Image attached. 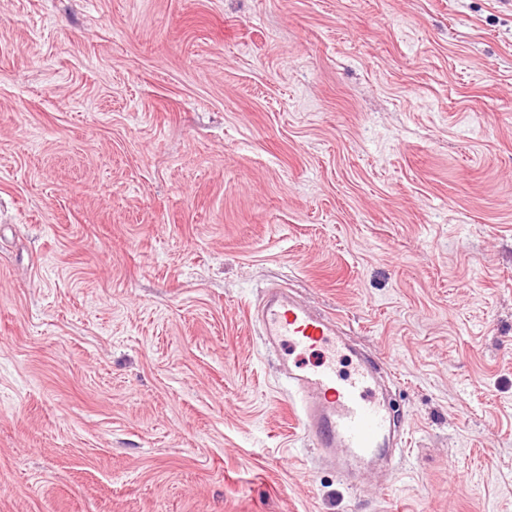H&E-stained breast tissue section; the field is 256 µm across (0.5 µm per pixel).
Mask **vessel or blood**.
Returning a JSON list of instances; mask_svg holds the SVG:
<instances>
[{"mask_svg": "<svg viewBox=\"0 0 512 512\" xmlns=\"http://www.w3.org/2000/svg\"><path fill=\"white\" fill-rule=\"evenodd\" d=\"M269 352L283 357L282 373L298 399L296 420L314 447L344 449L347 459L368 462L388 447L391 412L377 388L375 371L359 361L347 374L336 368L346 348L339 321L269 288L249 313ZM314 353L309 365L288 362L292 353Z\"/></svg>", "mask_w": 512, "mask_h": 512, "instance_id": "1", "label": "vessel or blood"}]
</instances>
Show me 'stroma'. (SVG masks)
<instances>
[{
  "label": "stroma",
  "instance_id": "35a3bbf8",
  "mask_svg": "<svg viewBox=\"0 0 512 512\" xmlns=\"http://www.w3.org/2000/svg\"><path fill=\"white\" fill-rule=\"evenodd\" d=\"M275 284L394 363L387 468ZM0 512H512V0H0ZM261 327L269 352L282 359V373L298 399L295 417L315 448H343L347 460L369 462L389 447L391 412L377 388L371 364L358 360L347 374L336 368L346 343L340 322L309 308L279 287L248 310ZM319 353L310 365L289 363L288 355Z\"/></svg>",
  "mask_w": 512,
  "mask_h": 512
}]
</instances>
